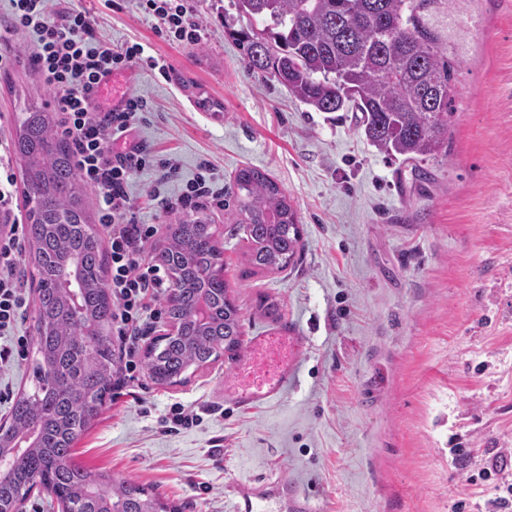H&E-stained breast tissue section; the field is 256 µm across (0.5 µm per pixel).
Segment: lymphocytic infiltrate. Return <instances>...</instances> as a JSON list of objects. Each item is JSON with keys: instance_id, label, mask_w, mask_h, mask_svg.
<instances>
[{"instance_id": "lymphocytic-infiltrate-1", "label": "lymphocytic infiltrate", "mask_w": 512, "mask_h": 512, "mask_svg": "<svg viewBox=\"0 0 512 512\" xmlns=\"http://www.w3.org/2000/svg\"><path fill=\"white\" fill-rule=\"evenodd\" d=\"M11 30L34 33L33 64L56 96L61 126L71 140L81 179L97 194L98 220L107 236L110 259L108 287L112 293V330L120 342V360L135 374L143 327L159 322V301L167 280L159 265L145 256L156 234L152 224L139 223L127 192L133 175L154 165L174 173L171 161H157L137 141L144 97L129 94L119 110L97 108L105 80L138 64L143 48L135 44L115 50L100 43L90 17L71 8L60 18L50 15L51 0H8ZM140 7L161 20L165 38L196 44L203 28L193 20L184 0H139ZM23 219L14 164L8 144L0 143V335L14 331L27 291L20 271Z\"/></svg>"}]
</instances>
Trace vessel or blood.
I'll use <instances>...</instances> for the list:
<instances>
[{
	"mask_svg": "<svg viewBox=\"0 0 512 512\" xmlns=\"http://www.w3.org/2000/svg\"><path fill=\"white\" fill-rule=\"evenodd\" d=\"M304 346L305 338L299 327L288 321L253 336L240 365L262 372L263 377L257 383L236 381L225 384V403L241 411H253L278 401L295 375ZM282 496L286 497L290 512H313L308 495L278 480L257 491L240 489L233 512H264L265 502Z\"/></svg>",
	"mask_w": 512,
	"mask_h": 512,
	"instance_id": "obj_1",
	"label": "vessel or blood"
}]
</instances>
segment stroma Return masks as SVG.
Instances as JSON below:
<instances>
[{
	"mask_svg": "<svg viewBox=\"0 0 512 512\" xmlns=\"http://www.w3.org/2000/svg\"><path fill=\"white\" fill-rule=\"evenodd\" d=\"M112 49L140 43L159 69L136 65L104 86L147 99L138 128L179 172L137 174L128 193L161 247L176 198L210 165L214 191L236 170L267 172L290 197L303 234L296 262L249 271L245 229L208 206L242 343L271 325L264 302L296 323L306 345L294 385L253 412L224 404L237 360L220 356L180 384L147 372L122 384L76 441L88 473L131 480L171 512H232L237 485L281 477L316 512H512V0H450L428 21L456 60L451 150L422 162L378 152L356 112H317L245 66L232 31L235 0H185L200 43L175 45L136 0H75ZM34 39L13 33L19 61L0 71V141L22 101L56 112L28 62ZM219 102L221 111L203 108ZM34 305L16 335L23 360L0 373V417L38 386ZM179 404L198 425L167 431Z\"/></svg>",
	"mask_w": 512,
	"mask_h": 512,
	"instance_id": "35a3bbf8",
	"label": "stroma"
}]
</instances>
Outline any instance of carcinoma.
Returning <instances> with one entry per match:
<instances>
[{
  "label": "carcinoma",
  "mask_w": 512,
  "mask_h": 512,
  "mask_svg": "<svg viewBox=\"0 0 512 512\" xmlns=\"http://www.w3.org/2000/svg\"><path fill=\"white\" fill-rule=\"evenodd\" d=\"M444 0H236L247 18L237 32L249 70L275 78L288 95L317 112H359L367 142L406 161L448 148L453 62L425 21ZM262 21L258 32L254 23ZM13 151L22 162L29 209L24 228L37 280L38 390L21 395L0 455L14 458L0 478V512L37 480L76 512H142L149 502L133 481L97 478L73 460V445L102 407L112 378V298L107 252L87 213L85 185L69 140L46 108L30 99L19 110ZM229 199L245 228L251 267L283 270L302 247L288 195L268 174L239 169ZM154 260L177 288L166 299L178 331L146 353L150 378L167 385L191 366L241 347V319L221 274L213 225L198 214L170 224ZM80 264L79 316L68 311L60 268ZM65 381L62 388L53 381Z\"/></svg>",
  "instance_id": "1"
}]
</instances>
